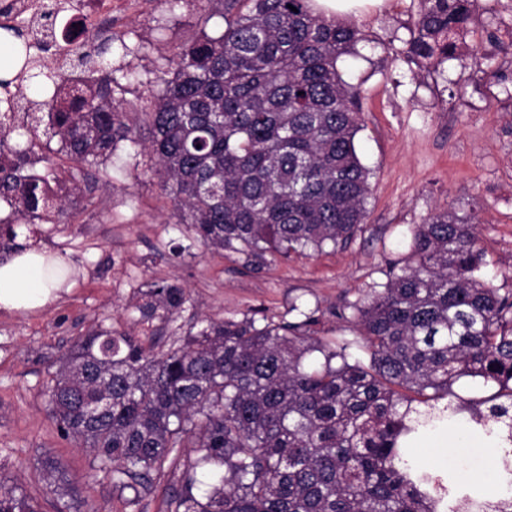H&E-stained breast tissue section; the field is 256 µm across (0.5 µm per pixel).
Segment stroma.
Listing matches in <instances>:
<instances>
[{
    "mask_svg": "<svg viewBox=\"0 0 512 512\" xmlns=\"http://www.w3.org/2000/svg\"><path fill=\"white\" fill-rule=\"evenodd\" d=\"M210 9L206 26L195 0L172 9L140 0L114 15L112 35L125 46L112 67L134 74L116 97L152 96L155 70L178 45L223 30L218 4ZM420 10V0H384L353 19L365 39L339 69L361 91L356 147L371 195L363 230L346 246L255 271L244 255L192 245L143 146L119 143L106 167L60 158L63 179L82 192L68 198L58 223L40 225L39 245L62 257L72 277L54 304L0 312V478L20 484L40 512L61 507L41 467L49 454L66 461L86 512H165L180 485L165 476L129 502L109 477L90 476V455L60 434L46 397L53 364L90 331L128 333L165 352L208 318L297 322L311 312L316 335L355 338L348 305L385 282L390 265L407 259L413 227L444 209L478 220L483 273L501 293L512 291V55L500 49L512 41V0H475L460 59L435 72L405 54ZM158 281L184 288L187 300L147 320L138 307Z\"/></svg>",
    "mask_w": 512,
    "mask_h": 512,
    "instance_id": "obj_1",
    "label": "stroma"
}]
</instances>
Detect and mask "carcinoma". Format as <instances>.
I'll return each instance as SVG.
<instances>
[{
  "label": "carcinoma",
  "mask_w": 512,
  "mask_h": 512,
  "mask_svg": "<svg viewBox=\"0 0 512 512\" xmlns=\"http://www.w3.org/2000/svg\"><path fill=\"white\" fill-rule=\"evenodd\" d=\"M214 1L224 29L179 46L153 99L114 98L111 37L74 51L72 72L93 82L63 89L44 63L29 84L39 100L5 99L1 262L23 249L20 225L53 221L78 190L51 193L57 155L101 165L118 143L140 144L129 111L148 114L161 189L202 247L260 268L269 256L345 245L363 229L371 187L355 146L360 92L338 70L361 30L316 13L312 0H195L204 25ZM471 2L421 0L407 57L435 68L460 59ZM41 20L0 36V90L31 51L55 45L52 13ZM478 242L479 225L448 210L415 225L410 261L349 305L358 340L314 335L312 316L210 321L160 355L93 331L57 361L50 413L92 455L91 470L136 499L177 467L178 449L195 448L167 512H512V496L459 491L404 458L406 439L466 412L512 475V294L482 278ZM185 301L183 288L163 282L139 311L172 313ZM354 347L368 362L350 360ZM466 377L497 391H455ZM43 467L60 512H81L66 464L48 455ZM0 512L38 509L22 487L0 482Z\"/></svg>",
  "instance_id": "cac0c4a2"
}]
</instances>
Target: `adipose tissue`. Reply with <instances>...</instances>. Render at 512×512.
<instances>
[{"mask_svg":"<svg viewBox=\"0 0 512 512\" xmlns=\"http://www.w3.org/2000/svg\"><path fill=\"white\" fill-rule=\"evenodd\" d=\"M63 266L60 258L36 251L24 252L1 264L0 309L34 310L56 300ZM412 445L418 448L421 461L426 463L443 461L442 451L447 447L469 449L468 459L459 465L461 478L482 488L489 487L485 460L490 448L467 430L437 431L414 439Z\"/></svg>","mask_w":512,"mask_h":512,"instance_id":"ef3b65f1","label":"adipose tissue"}]
</instances>
